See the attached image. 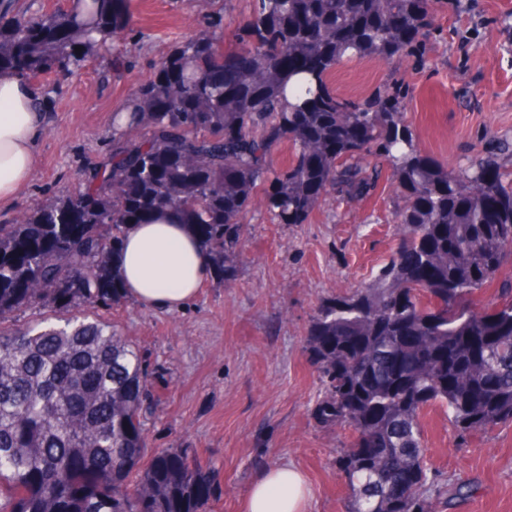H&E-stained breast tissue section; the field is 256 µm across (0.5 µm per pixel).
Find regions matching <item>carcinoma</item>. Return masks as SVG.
<instances>
[{"mask_svg": "<svg viewBox=\"0 0 512 512\" xmlns=\"http://www.w3.org/2000/svg\"><path fill=\"white\" fill-rule=\"evenodd\" d=\"M130 2L77 0L67 35L53 14L0 17V70H16L18 44L28 79L80 69L136 36ZM433 2L252 0L242 50L177 42L113 113L78 189L0 224V512H207L208 468L183 448L147 454L154 368L102 317L127 302L114 268L127 231L159 214L190 225L227 285L255 196L270 222L304 224L370 196L385 168L399 243L371 282L319 304L311 415L354 433L336 458L354 490L345 512H444L468 494L428 466L421 418L440 406L463 438L512 422V167L475 156L450 171L422 154L401 84L350 101L328 83L346 57L424 60ZM27 309L64 324L1 327Z\"/></svg>", "mask_w": 512, "mask_h": 512, "instance_id": "obj_1", "label": "carcinoma"}]
</instances>
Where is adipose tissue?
<instances>
[{
	"instance_id": "ef3b65f1",
	"label": "adipose tissue",
	"mask_w": 512,
	"mask_h": 512,
	"mask_svg": "<svg viewBox=\"0 0 512 512\" xmlns=\"http://www.w3.org/2000/svg\"><path fill=\"white\" fill-rule=\"evenodd\" d=\"M42 111L29 85L0 71V204L12 201L38 164ZM128 296L168 310L183 308L210 274L208 256L188 225L158 218L126 234L117 260ZM309 491L290 466L266 469L253 483L245 512H305Z\"/></svg>"
}]
</instances>
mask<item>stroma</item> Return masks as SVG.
<instances>
[{
	"label": "stroma",
	"mask_w": 512,
	"mask_h": 512,
	"mask_svg": "<svg viewBox=\"0 0 512 512\" xmlns=\"http://www.w3.org/2000/svg\"><path fill=\"white\" fill-rule=\"evenodd\" d=\"M433 10L444 34L425 63L354 58L329 82L355 101L406 86V122L419 149L453 169L512 140V0H435ZM248 14V0H228L213 28L194 0H132L138 38L126 49L134 66L114 67L105 50L72 75L31 81L46 108L39 162L28 185L0 205V224L75 190L80 170L111 144L117 106L174 42L210 30L232 45ZM394 199L384 180L365 200L319 207L309 223L291 225L270 223L254 200L232 287L212 277L183 309L131 299L111 313L159 368V402L144 422L149 449H188L216 473L207 512H243L253 480L276 465L305 476L306 512H344L351 490L336 456L352 431L313 420L321 385L304 338L322 299L370 282L388 261L397 244ZM422 424L428 465L448 483L472 485L455 512H512V423L465 443L441 407L426 409Z\"/></svg>",
	"instance_id": "stroma-1"
}]
</instances>
